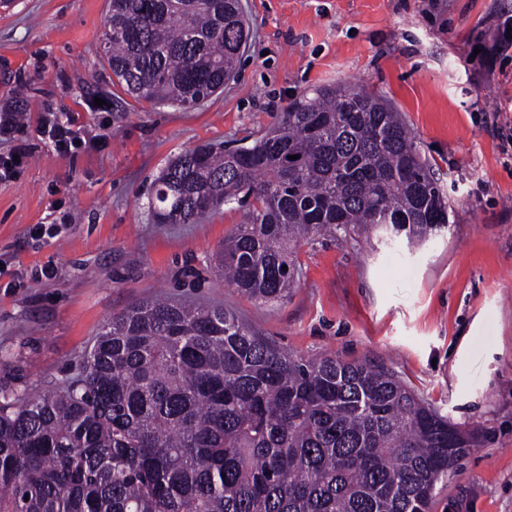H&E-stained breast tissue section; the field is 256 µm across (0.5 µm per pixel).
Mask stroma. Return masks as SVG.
Listing matches in <instances>:
<instances>
[{
    "label": "stroma",
    "instance_id": "obj_1",
    "mask_svg": "<svg viewBox=\"0 0 512 512\" xmlns=\"http://www.w3.org/2000/svg\"><path fill=\"white\" fill-rule=\"evenodd\" d=\"M249 39L224 89L183 109L135 101L101 61L108 0L0 4V104L28 119L75 112L100 149L29 156L0 183V388L76 372L114 314L146 299L233 312L299 356L387 365L478 450L431 512H512V49L487 57L512 0H241ZM347 82L388 99L448 189L447 235L422 246L320 236L275 303L224 282L214 257L243 214L157 224L150 184L199 144L253 140L291 102ZM56 222L55 238L31 239ZM52 268L51 277L31 270Z\"/></svg>",
    "mask_w": 512,
    "mask_h": 512
}]
</instances>
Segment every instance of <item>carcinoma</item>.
<instances>
[{
    "instance_id": "cac0c4a2",
    "label": "carcinoma",
    "mask_w": 512,
    "mask_h": 512,
    "mask_svg": "<svg viewBox=\"0 0 512 512\" xmlns=\"http://www.w3.org/2000/svg\"><path fill=\"white\" fill-rule=\"evenodd\" d=\"M248 36L239 0H110L103 51L126 94L188 109L223 91ZM148 204L157 224L243 209L215 266L261 303L288 296L316 234L448 230L401 113L346 84L302 94L250 143L183 151ZM473 447L383 365L305 358L222 308L147 299L112 315L75 375L0 389V512H430Z\"/></svg>"
}]
</instances>
